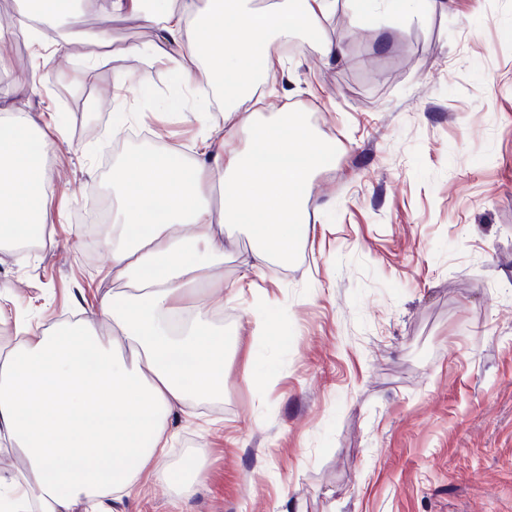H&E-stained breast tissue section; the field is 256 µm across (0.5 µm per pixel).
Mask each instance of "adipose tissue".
<instances>
[{
	"instance_id": "obj_1",
	"label": "adipose tissue",
	"mask_w": 512,
	"mask_h": 512,
	"mask_svg": "<svg viewBox=\"0 0 512 512\" xmlns=\"http://www.w3.org/2000/svg\"><path fill=\"white\" fill-rule=\"evenodd\" d=\"M155 28L185 85L220 83L224 125L198 160L174 165L145 150L112 168L114 228L104 240L114 288L76 322L41 333L0 306V448L20 451L23 472L0 476V512H112L167 455V419L224 388V336L189 304L224 258V227L254 225V266L287 255L306 223L304 189L333 147L301 113L260 118L250 102L276 78L282 48L315 37L336 0H106ZM248 130L244 151L228 150ZM50 131L0 113V242L46 224L42 158ZM224 191L222 207L209 192ZM181 224L190 235L174 237ZM108 318L110 338L97 333Z\"/></svg>"
}]
</instances>
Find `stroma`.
Instances as JSON below:
<instances>
[{"label": "stroma", "mask_w": 512, "mask_h": 512, "mask_svg": "<svg viewBox=\"0 0 512 512\" xmlns=\"http://www.w3.org/2000/svg\"><path fill=\"white\" fill-rule=\"evenodd\" d=\"M61 26L56 54L0 40V107L54 128V243L0 245L9 307L45 328L113 288L85 233L113 165L142 146L194 161L224 121L214 87L204 121L159 111L175 66L138 17L83 0ZM324 34L342 60L306 44L256 93L263 116L303 113L335 148L306 189L304 232L257 270L251 225H225L195 298L224 329V391L169 419L162 468L179 479L197 454L206 477L176 507L142 476L121 512H512V0L360 22L337 0ZM116 72L133 86L117 91Z\"/></svg>", "instance_id": "35a3bbf8"}]
</instances>
